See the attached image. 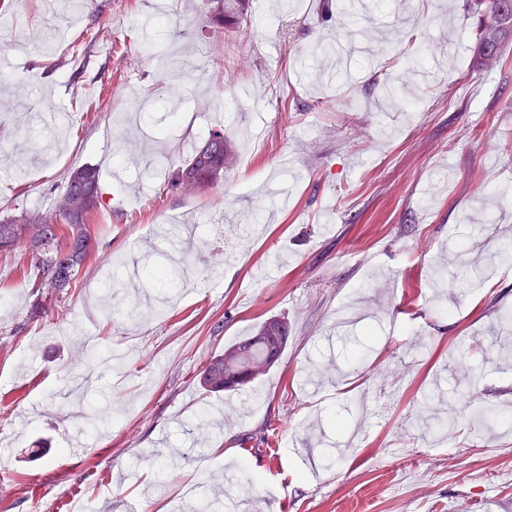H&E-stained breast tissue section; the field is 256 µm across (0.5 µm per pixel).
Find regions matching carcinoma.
Masks as SVG:
<instances>
[{
    "mask_svg": "<svg viewBox=\"0 0 512 512\" xmlns=\"http://www.w3.org/2000/svg\"><path fill=\"white\" fill-rule=\"evenodd\" d=\"M210 27L239 29L248 23V0H202ZM477 16L473 33L474 65L493 67L502 60V49L512 39V0H468ZM238 161V148L224 130L213 129L196 146L185 163L172 170L168 186L190 195H200L224 180V171ZM99 203V169L83 165L69 171L62 192L46 212L19 220L0 222V249L24 239L39 271L33 288L40 294L59 297L70 287L79 268L96 250V238L89 230ZM288 321L275 317L260 323L252 334L224 348V353L209 359L201 380L209 390H227L225 381L243 373L250 380L274 367L281 359L288 341Z\"/></svg>",
    "mask_w": 512,
    "mask_h": 512,
    "instance_id": "carcinoma-1",
    "label": "carcinoma"
}]
</instances>
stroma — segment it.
Wrapping results in <instances>:
<instances>
[{
    "label": "stroma",
    "instance_id": "stroma-1",
    "mask_svg": "<svg viewBox=\"0 0 512 512\" xmlns=\"http://www.w3.org/2000/svg\"><path fill=\"white\" fill-rule=\"evenodd\" d=\"M5 2L0 219L84 164L102 197L62 301L0 252V512H512V42L471 69L466 0H250L211 38L201 0ZM220 127L237 165L166 190ZM275 316L278 364L204 390Z\"/></svg>",
    "mask_w": 512,
    "mask_h": 512
}]
</instances>
